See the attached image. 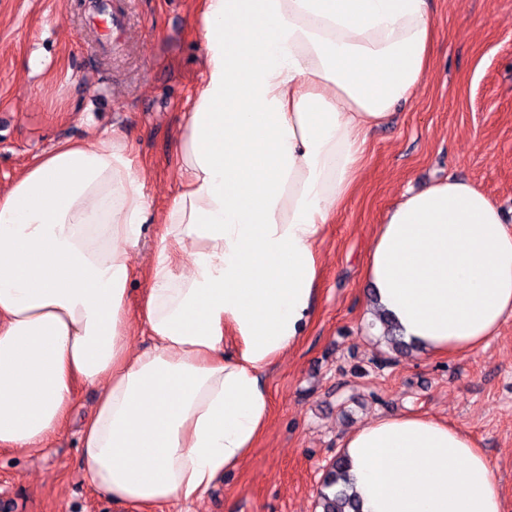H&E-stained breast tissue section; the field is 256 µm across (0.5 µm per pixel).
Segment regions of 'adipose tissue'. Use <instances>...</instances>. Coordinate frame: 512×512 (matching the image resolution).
I'll use <instances>...</instances> for the list:
<instances>
[{"mask_svg": "<svg viewBox=\"0 0 512 512\" xmlns=\"http://www.w3.org/2000/svg\"><path fill=\"white\" fill-rule=\"evenodd\" d=\"M195 3L203 78L147 271L148 349L129 343L149 198L127 137L60 144L0 188V447L48 446L77 383L100 387L83 475L138 512L202 499L255 447L263 375L313 318L326 227L369 133L424 82L434 36L427 0ZM363 274L369 317L469 355L512 318V229L451 177L390 209ZM340 448L360 512H505L489 459L448 421L382 416Z\"/></svg>", "mask_w": 512, "mask_h": 512, "instance_id": "adipose-tissue-1", "label": "adipose tissue"}]
</instances>
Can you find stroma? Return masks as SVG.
Returning <instances> with one entry per match:
<instances>
[{
    "mask_svg": "<svg viewBox=\"0 0 512 512\" xmlns=\"http://www.w3.org/2000/svg\"><path fill=\"white\" fill-rule=\"evenodd\" d=\"M127 27L97 45L86 0H0V188L59 144L116 129L132 143L150 207L140 268L178 186L174 139L203 77L194 0H115ZM436 30L426 82L368 137L363 175L319 245L315 314L266 373L268 425L249 457L187 512H318L324 467L348 431L380 415L429 414L468 431L512 504V319L460 357L415 351L386 366L364 319L363 263L377 224L407 192L454 177L486 193L512 224V0H428ZM48 447L0 449V512H133L83 477L79 420Z\"/></svg>",
    "mask_w": 512,
    "mask_h": 512,
    "instance_id": "35a3bbf8",
    "label": "stroma"
}]
</instances>
